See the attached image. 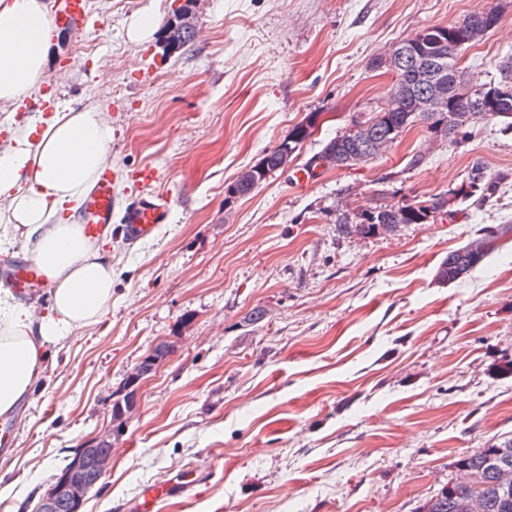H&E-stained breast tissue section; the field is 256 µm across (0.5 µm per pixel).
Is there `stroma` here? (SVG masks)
<instances>
[{"instance_id": "1", "label": "stroma", "mask_w": 512, "mask_h": 512, "mask_svg": "<svg viewBox=\"0 0 512 512\" xmlns=\"http://www.w3.org/2000/svg\"><path fill=\"white\" fill-rule=\"evenodd\" d=\"M181 9L194 33L171 53ZM486 9L497 25L459 61L483 83L512 55V0H86L91 23L58 30L40 96L101 108L119 206L150 167L172 216L133 245L113 223L112 303L56 344L10 413L0 512H36L162 343L82 512H134L144 485L173 480L159 512H417L459 457L512 436V130L488 116L451 143L416 124L368 162L305 169L386 106L395 77L375 56ZM137 24L146 37L131 38ZM312 115L288 169L229 194ZM476 160L495 193L452 198ZM436 197L446 209L425 224L336 230L341 214ZM490 229L481 265L437 279Z\"/></svg>"}]
</instances>
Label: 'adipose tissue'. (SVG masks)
<instances>
[{"mask_svg":"<svg viewBox=\"0 0 512 512\" xmlns=\"http://www.w3.org/2000/svg\"><path fill=\"white\" fill-rule=\"evenodd\" d=\"M56 32L45 0H0V104L34 96ZM112 128L88 105L61 108L39 137L0 150V240L21 239L53 288L44 313L0 287V415L33 390L49 344L99 322L112 302V254L57 215L75 210L106 161Z\"/></svg>","mask_w":512,"mask_h":512,"instance_id":"adipose-tissue-1","label":"adipose tissue"}]
</instances>
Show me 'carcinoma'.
<instances>
[{"label": "carcinoma", "instance_id": "carcinoma-1", "mask_svg": "<svg viewBox=\"0 0 512 512\" xmlns=\"http://www.w3.org/2000/svg\"><path fill=\"white\" fill-rule=\"evenodd\" d=\"M481 11H475L465 17L469 21L465 36L476 37L481 41L488 30L478 27ZM435 37L438 46L435 54L428 60L425 69L420 70L409 62H404L395 73V90L388 106L365 120L368 124L367 133L351 136L345 131L331 138L322 151L314 158H323L328 154L344 166L350 165L349 158L362 154L370 160L381 154L378 145L388 146L397 141L403 131L414 123H424L427 128L450 142L466 136V126L460 120L464 112H472L479 100V94L494 93L496 109L492 115L512 118V61L506 62L502 70L504 77L497 83H468L460 71L459 59L462 48L451 42L440 33L448 30L446 26L435 25ZM166 47L176 45L184 47L192 37L189 27L167 26ZM443 76L448 79V107L439 112L415 111L414 99L429 91L431 80ZM310 136L297 124L288 137L279 146L266 152L261 161L250 168L253 182L243 184L236 180L229 187V193L238 196L248 194L255 186L262 183L270 174L278 171L281 147L290 145L300 149L302 143ZM492 185L485 181L484 167L476 162L468 175V187L453 193L455 197L469 199L478 196L482 201L491 195ZM447 200L442 197L433 199L427 205H392L375 211L360 214V229L372 233L378 229L394 228L400 224H425L431 214L445 206ZM486 253L475 254L464 246L448 252V258L439 265L436 273L442 282H456L465 278L474 268L482 263ZM508 465L512 467V437L501 438L478 452L461 457L455 467L468 471L470 482L465 486L448 484L443 486L434 496L425 501L418 512H460V504L469 495L476 496L483 503V512H512V490L504 493L498 486V468Z\"/></svg>", "mask_w": 512, "mask_h": 512}]
</instances>
